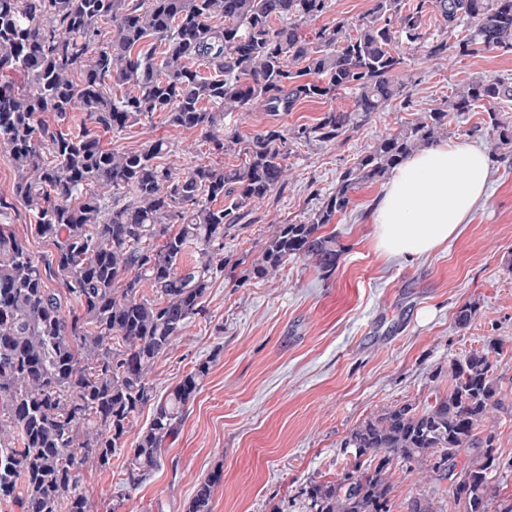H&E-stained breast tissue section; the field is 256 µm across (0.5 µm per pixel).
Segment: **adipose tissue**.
Segmentation results:
<instances>
[{
	"instance_id": "ef3b65f1",
	"label": "adipose tissue",
	"mask_w": 512,
	"mask_h": 512,
	"mask_svg": "<svg viewBox=\"0 0 512 512\" xmlns=\"http://www.w3.org/2000/svg\"><path fill=\"white\" fill-rule=\"evenodd\" d=\"M489 182V156L470 140L412 153L389 177L371 214L376 249L386 256L433 253L469 223Z\"/></svg>"
}]
</instances>
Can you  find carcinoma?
Masks as SVG:
<instances>
[{
  "instance_id": "1",
  "label": "carcinoma",
  "mask_w": 512,
  "mask_h": 512,
  "mask_svg": "<svg viewBox=\"0 0 512 512\" xmlns=\"http://www.w3.org/2000/svg\"><path fill=\"white\" fill-rule=\"evenodd\" d=\"M328 8L329 0H0V74L31 80L27 91L0 82V153L17 173L14 195L36 234L54 245L40 261L0 224V496L23 483L22 512H89L79 470L103 469L126 448L127 484L159 467L208 364L163 395L151 381L154 365L189 321L205 316L207 290L230 264L224 236L245 228L249 207L285 183L288 138L332 142L401 97L395 76L407 62L397 41L433 59L448 52V41L423 32L430 13L450 30L466 25L456 43L462 54L512 52V0H373L356 34L338 21L303 36L300 27ZM113 86L126 90L114 98ZM345 90L356 94L353 110L328 112L291 135L278 124L247 138L224 126L232 112L277 116ZM509 100V79L474 81L449 109L380 139L307 222L270 225L250 276L265 280L290 259L332 274L340 249L322 228L349 208L358 184L437 143L450 114L480 106L498 131L496 148L512 150V122L499 109ZM72 112L84 115L77 134L59 125ZM156 112L216 153L238 154L240 164L177 173L160 163L172 152L163 139L128 152L102 147L99 132L120 134ZM192 245L203 259L184 266ZM51 274L63 289L47 285ZM65 296L76 303L66 314ZM501 350L491 340L452 361L448 391L422 405L394 403L366 417L342 443L361 449L352 470L302 488L306 512H390L398 466L427 483L448 481L446 499L416 493L404 512H512V498L496 500L491 486L499 458L487 422L502 404L493 373ZM147 405L152 418L136 431ZM221 479L218 469L199 483L185 512H213Z\"/></svg>"
}]
</instances>
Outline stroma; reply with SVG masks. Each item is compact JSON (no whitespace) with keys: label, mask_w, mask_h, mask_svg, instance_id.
I'll return each mask as SVG.
<instances>
[{"label":"stroma","mask_w":512,"mask_h":512,"mask_svg":"<svg viewBox=\"0 0 512 512\" xmlns=\"http://www.w3.org/2000/svg\"><path fill=\"white\" fill-rule=\"evenodd\" d=\"M371 7L372 0H330L302 32L310 36L339 20L358 27ZM425 31L448 40L447 55L434 61L424 49L402 45L406 100L392 101L337 141L290 144L286 184L253 208L245 229L225 237L226 257L256 259L270 223L306 222L361 154L448 105L458 88L512 77V53L460 54L457 32L431 16ZM354 99L345 91L301 101L276 117L239 112L226 124L246 136L275 122L309 127L325 112L352 110ZM159 138L183 149L182 169L213 161L202 139L170 125L162 112L123 134L102 135L101 144L124 151ZM447 138L471 140L491 161V195L462 232L425 257L381 255L369 215L383 183L368 181L324 228L343 248L332 275L296 259L264 281L248 278L239 263L225 271L207 291L206 318L186 326L152 373L165 391L197 364L209 365L159 470L132 487L125 455L101 470L82 469L79 490L90 512H184L197 484L217 469L223 477L213 512H305L298 492L307 481H333L351 467L354 458L341 444L354 427L382 407L421 403L447 390L451 361L492 339L503 345L493 359L503 404L493 417L506 465L493 472L491 484L500 497H512V153L497 150L498 135L481 111L452 120ZM0 224L10 225L37 259L53 253L52 242L33 231L23 203L1 212ZM466 306L475 315L462 329L456 314Z\"/></svg>","instance_id":"stroma-1"}]
</instances>
